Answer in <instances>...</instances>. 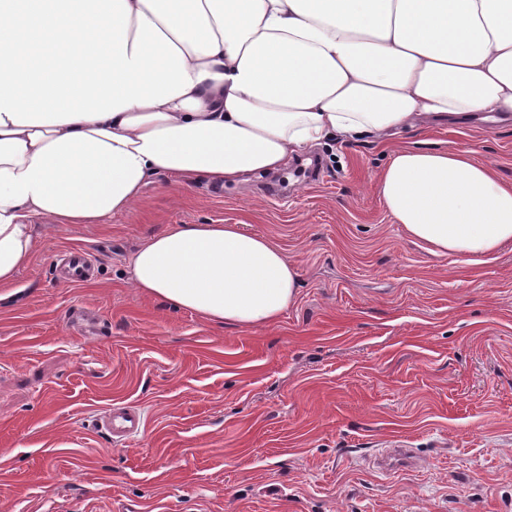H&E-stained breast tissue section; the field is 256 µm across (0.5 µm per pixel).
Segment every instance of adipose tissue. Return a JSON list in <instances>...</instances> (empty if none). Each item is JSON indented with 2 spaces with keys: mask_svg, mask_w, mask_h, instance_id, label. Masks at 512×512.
<instances>
[{
  "mask_svg": "<svg viewBox=\"0 0 512 512\" xmlns=\"http://www.w3.org/2000/svg\"><path fill=\"white\" fill-rule=\"evenodd\" d=\"M512 112V0H0V285L35 216L108 224L150 178L269 174L334 138ZM378 193L433 252L512 243V186L468 150L392 153ZM132 287L220 326H268L300 272L238 224H169Z\"/></svg>",
  "mask_w": 512,
  "mask_h": 512,
  "instance_id": "ef3b65f1",
  "label": "adipose tissue"
}]
</instances>
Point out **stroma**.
Segmentation results:
<instances>
[{
	"instance_id": "obj_1",
	"label": "stroma",
	"mask_w": 512,
	"mask_h": 512,
	"mask_svg": "<svg viewBox=\"0 0 512 512\" xmlns=\"http://www.w3.org/2000/svg\"><path fill=\"white\" fill-rule=\"evenodd\" d=\"M470 150L512 185V124L330 141L219 188L167 176L108 224L37 218L0 287V512H512V246L432 254L376 190L393 150ZM168 224H242L297 264L271 326L219 327L128 281ZM96 274L61 282L60 253ZM114 403L145 429L97 432ZM418 466L383 473L393 446ZM93 267V261L90 254L83 249H76L68 257L67 272L69 282H79L91 276L90 271ZM97 431L113 442L126 441L141 434L145 427L144 415L137 405L113 404L96 417Z\"/></svg>"
}]
</instances>
